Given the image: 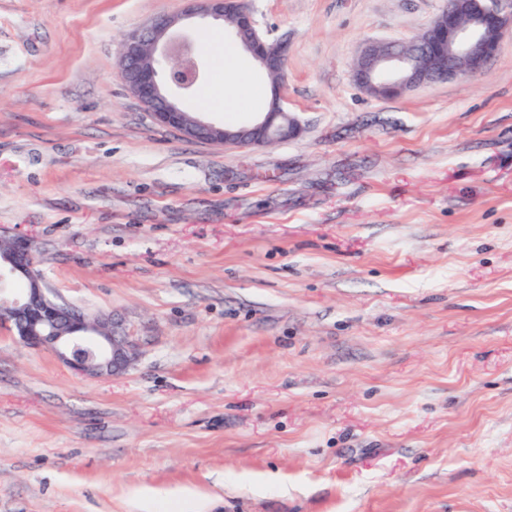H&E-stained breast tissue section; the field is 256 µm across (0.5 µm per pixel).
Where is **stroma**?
Listing matches in <instances>:
<instances>
[{
    "instance_id": "35a3bbf8",
    "label": "stroma",
    "mask_w": 512,
    "mask_h": 512,
    "mask_svg": "<svg viewBox=\"0 0 512 512\" xmlns=\"http://www.w3.org/2000/svg\"><path fill=\"white\" fill-rule=\"evenodd\" d=\"M248 2L303 125L269 147L123 85L122 36L183 0H0V227L139 344L96 377L0 329V512H512V36L379 98L360 49L448 0Z\"/></svg>"
}]
</instances>
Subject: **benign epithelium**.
<instances>
[{
	"instance_id": "obj_1",
	"label": "benign epithelium",
	"mask_w": 512,
	"mask_h": 512,
	"mask_svg": "<svg viewBox=\"0 0 512 512\" xmlns=\"http://www.w3.org/2000/svg\"><path fill=\"white\" fill-rule=\"evenodd\" d=\"M222 21L269 77L288 59V45L263 32L247 0H185L179 14L160 15L129 32L118 50L119 75L157 123L183 136L232 147H264L300 135L302 125L274 92L268 112L249 127L231 128L204 121L182 109L168 89L191 92L202 73L192 43L180 37L187 21ZM512 34V0H448V7L407 47L372 43L359 53L353 80L365 92L384 98L426 84L464 81L493 59ZM9 246L0 260V328L13 331L30 348L54 351L73 370L116 376L136 356L137 343L111 328L105 318H89L45 288L36 270L34 239L0 231Z\"/></svg>"
}]
</instances>
